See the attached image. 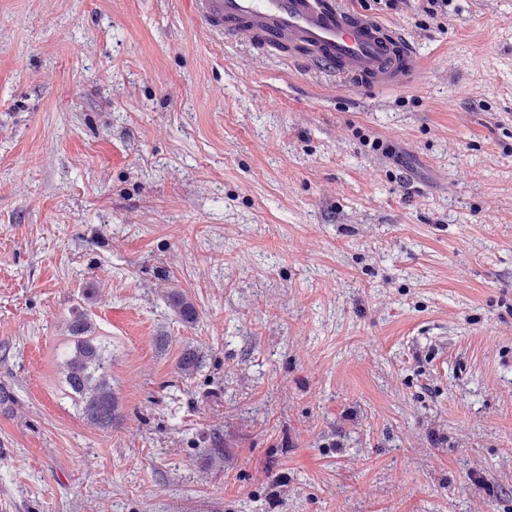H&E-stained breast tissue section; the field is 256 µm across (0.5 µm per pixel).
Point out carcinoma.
I'll list each match as a JSON object with an SVG mask.
<instances>
[{
  "label": "carcinoma",
  "mask_w": 512,
  "mask_h": 512,
  "mask_svg": "<svg viewBox=\"0 0 512 512\" xmlns=\"http://www.w3.org/2000/svg\"><path fill=\"white\" fill-rule=\"evenodd\" d=\"M172 303L184 323L196 322L197 311L190 302L175 296ZM69 330L76 343L73 356L65 362V381L79 397L87 420L100 428H108L115 419L117 401L106 371V346L91 335V322L83 312L73 315Z\"/></svg>",
  "instance_id": "cac0c4a2"
}]
</instances>
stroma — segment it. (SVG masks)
Wrapping results in <instances>:
<instances>
[{
  "label": "stroma",
  "mask_w": 512,
  "mask_h": 512,
  "mask_svg": "<svg viewBox=\"0 0 512 512\" xmlns=\"http://www.w3.org/2000/svg\"><path fill=\"white\" fill-rule=\"evenodd\" d=\"M356 5L412 84L188 0H0V512H512V0ZM91 328L85 313L73 314L69 330L76 343L73 356L65 362V381L79 397L87 420L100 428H108L112 426L118 405L106 371V346L97 336H91Z\"/></svg>",
  "instance_id": "35a3bbf8"
}]
</instances>
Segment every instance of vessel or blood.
Returning <instances> with one entry per match:
<instances>
[{
    "label": "vessel or blood",
    "instance_id": "1",
    "mask_svg": "<svg viewBox=\"0 0 512 512\" xmlns=\"http://www.w3.org/2000/svg\"><path fill=\"white\" fill-rule=\"evenodd\" d=\"M193 18L221 41L312 62L372 89L413 81L418 58L405 36L349 0H190Z\"/></svg>",
    "mask_w": 512,
    "mask_h": 512
}]
</instances>
